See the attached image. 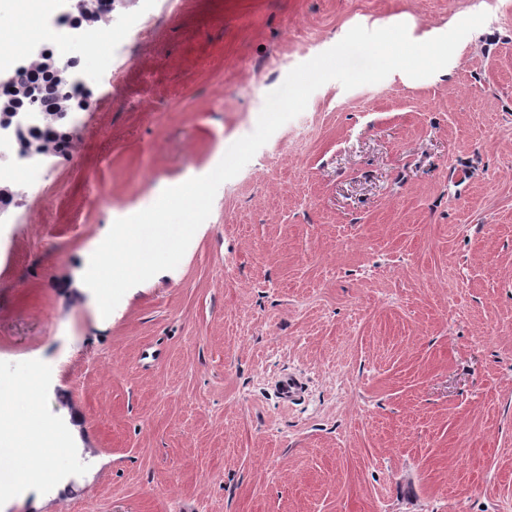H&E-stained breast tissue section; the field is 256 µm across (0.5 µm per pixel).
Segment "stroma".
Returning <instances> with one entry per match:
<instances>
[{
    "mask_svg": "<svg viewBox=\"0 0 512 512\" xmlns=\"http://www.w3.org/2000/svg\"><path fill=\"white\" fill-rule=\"evenodd\" d=\"M480 11L430 77L317 89L109 317L75 289L295 66ZM112 25L71 47L104 78L68 153L0 217V389L90 452L0 512H512V0H113Z\"/></svg>",
    "mask_w": 512,
    "mask_h": 512,
    "instance_id": "1",
    "label": "stroma"
}]
</instances>
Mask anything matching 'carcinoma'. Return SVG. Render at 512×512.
Returning <instances> with one entry per match:
<instances>
[{
	"label": "carcinoma",
	"mask_w": 512,
	"mask_h": 512,
	"mask_svg": "<svg viewBox=\"0 0 512 512\" xmlns=\"http://www.w3.org/2000/svg\"><path fill=\"white\" fill-rule=\"evenodd\" d=\"M72 83L74 80L70 77V70L63 69V65L45 52L32 55L24 61V66L17 71L15 81L11 84L12 97L0 99V117L25 111L33 97L38 99L41 112L57 117L55 122L33 125L27 135L20 136L24 150L48 154L67 143L64 113L73 109V105L65 99L61 90Z\"/></svg>",
	"instance_id": "obj_1"
}]
</instances>
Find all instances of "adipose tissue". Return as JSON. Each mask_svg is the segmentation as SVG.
I'll return each instance as SVG.
<instances>
[{
  "mask_svg": "<svg viewBox=\"0 0 512 512\" xmlns=\"http://www.w3.org/2000/svg\"><path fill=\"white\" fill-rule=\"evenodd\" d=\"M54 7L55 0H9V18L0 23V51L16 44L30 18L47 14ZM14 397V391H0V476L20 486L37 488L53 482L54 459L70 452L81 436V427L69 424L67 439H60L40 411L14 415L10 410Z\"/></svg>",
  "mask_w": 512,
  "mask_h": 512,
  "instance_id": "1",
  "label": "adipose tissue"
}]
</instances>
